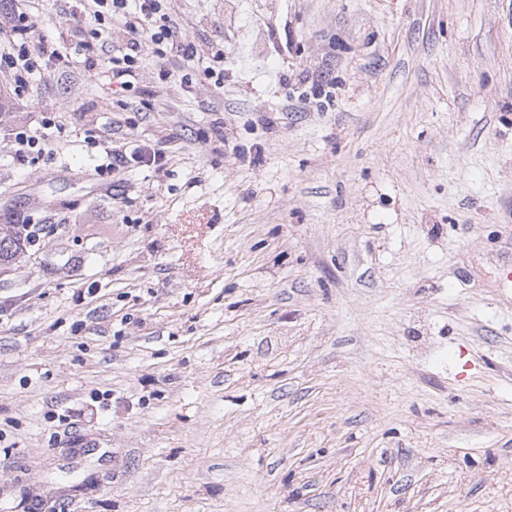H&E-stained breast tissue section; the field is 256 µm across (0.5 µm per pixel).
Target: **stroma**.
I'll use <instances>...</instances> for the list:
<instances>
[{
    "instance_id": "35a3bbf8",
    "label": "stroma",
    "mask_w": 512,
    "mask_h": 512,
    "mask_svg": "<svg viewBox=\"0 0 512 512\" xmlns=\"http://www.w3.org/2000/svg\"><path fill=\"white\" fill-rule=\"evenodd\" d=\"M64 7L0 67V512H512V0H172L188 88L118 92ZM16 9L14 22L6 31L0 30V67L6 66L17 75L16 91L24 88L28 77L40 72L42 63L51 62L54 65H65L68 54L58 42L43 36L34 49L28 44L29 35L35 32L37 17L31 12L29 0H20ZM14 135L12 140V151L14 157L19 160L34 154H42L43 148L41 147L45 142V133L39 130H25L12 133ZM109 140H103V149L106 155V158H109L111 161L109 164L98 165V170L100 172L108 171V172H117L121 168L127 167L129 162L136 161L145 163L146 166L155 165L162 167L165 162H167L170 158V154L165 152L163 149H150L144 154L139 153L137 155H131L130 158L126 154H122L119 152H112V149L109 146ZM12 217L11 215L4 217L7 224L0 225V267L11 264L17 257L36 245V234L27 237L19 230L20 226L31 224H12L14 220Z\"/></svg>"
}]
</instances>
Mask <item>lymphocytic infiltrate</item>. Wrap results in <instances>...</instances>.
<instances>
[{
    "label": "lymphocytic infiltrate",
    "mask_w": 512,
    "mask_h": 512,
    "mask_svg": "<svg viewBox=\"0 0 512 512\" xmlns=\"http://www.w3.org/2000/svg\"><path fill=\"white\" fill-rule=\"evenodd\" d=\"M65 15L90 65H104L113 84L132 87L145 47H152L160 60H188L193 47L170 17L168 0H74ZM120 27L121 42H113L112 29ZM37 27L29 0H21L9 30L0 31V67L12 69L18 86H26L29 76L43 63L66 64L64 47L48 37L36 46L28 39Z\"/></svg>",
    "instance_id": "obj_1"
}]
</instances>
